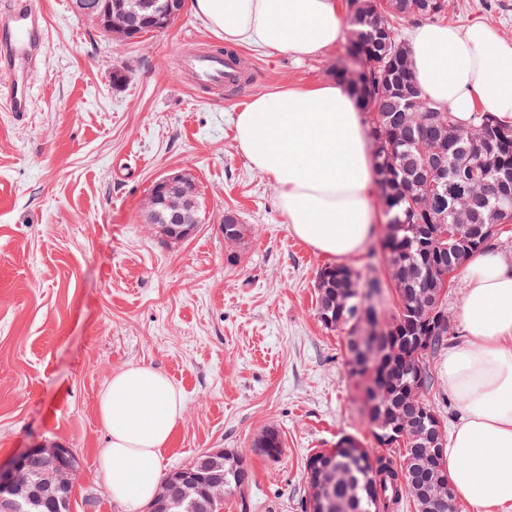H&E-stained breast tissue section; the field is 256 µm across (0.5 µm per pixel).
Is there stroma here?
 <instances>
[{"label":"stroma","mask_w":512,"mask_h":512,"mask_svg":"<svg viewBox=\"0 0 512 512\" xmlns=\"http://www.w3.org/2000/svg\"><path fill=\"white\" fill-rule=\"evenodd\" d=\"M39 3L34 105L21 118L0 106V460L50 442L74 448L73 512H123L97 476L98 400L113 373L145 365L185 400L162 474L208 448L239 450L252 481L222 512H302L309 456L372 435L345 337L316 308L331 260L289 231L233 121L255 95L330 80L344 42L306 58L237 47L246 89L211 93L182 58L224 41L190 9L123 40L72 0ZM477 17L512 40V0H448L440 21ZM173 170L195 178L205 203L181 242L143 221L153 182ZM228 208L247 227L242 244L224 239ZM270 427L283 441L276 459L253 449Z\"/></svg>","instance_id":"1"}]
</instances>
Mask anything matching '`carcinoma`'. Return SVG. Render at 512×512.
<instances>
[{
	"label": "carcinoma",
	"instance_id": "carcinoma-1",
	"mask_svg": "<svg viewBox=\"0 0 512 512\" xmlns=\"http://www.w3.org/2000/svg\"><path fill=\"white\" fill-rule=\"evenodd\" d=\"M79 10L98 19L106 0H75ZM376 16L373 26L349 21L355 40L348 43L342 63L333 77L345 84L365 114L373 146L378 188L391 216L393 232L383 246L388 251L389 274L395 286L394 307L381 314V325L391 331V340L400 346L401 361L378 382L368 370L353 371L360 381L361 394L368 415L389 408L407 415L422 427L435 417L443 421L439 407L431 399L433 375L431 362L448 342V308L445 273L458 272L475 252L491 246L490 234L481 246L448 238L442 216L449 213L452 202L461 196L478 197L482 176L501 162L512 164V124L500 122L486 110H479L465 123L451 110L441 111L417 92L416 110L405 108L399 86L414 80L400 22L409 18L432 19L445 13L447 0H372ZM491 129L493 138L470 158L457 176L442 189L433 163L451 156L459 140ZM336 329L349 338L358 334L363 298L382 290L379 280L366 287L335 281ZM426 293L440 294L439 314L427 324L433 330L429 350L423 355L421 392L410 409L404 392L411 382L409 366L415 356L414 337L423 334L417 304ZM421 466L416 478L442 474L439 453L432 448H415L395 444L368 448L357 439L344 436L331 449L329 460L345 481L331 493L337 500H349L350 512H392V508L412 495L405 484L403 468L408 458Z\"/></svg>",
	"mask_w": 512,
	"mask_h": 512
}]
</instances>
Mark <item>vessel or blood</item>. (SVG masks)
I'll return each mask as SVG.
<instances>
[{"label":"vessel or blood","instance_id":"vessel-or-blood-1","mask_svg":"<svg viewBox=\"0 0 512 512\" xmlns=\"http://www.w3.org/2000/svg\"><path fill=\"white\" fill-rule=\"evenodd\" d=\"M44 33L36 0H6L0 6V101L15 115L32 107L31 76L43 53ZM183 62L194 84L206 90H223L226 75L235 71L210 49L188 55Z\"/></svg>","mask_w":512,"mask_h":512}]
</instances>
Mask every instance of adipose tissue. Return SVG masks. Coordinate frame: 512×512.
Listing matches in <instances>:
<instances>
[{
  "mask_svg": "<svg viewBox=\"0 0 512 512\" xmlns=\"http://www.w3.org/2000/svg\"><path fill=\"white\" fill-rule=\"evenodd\" d=\"M226 43L316 55L343 34L340 0H190ZM410 64L423 94L468 120L476 108L512 122V41L487 20L415 25ZM234 139L273 184L286 222L329 258L359 254L375 224L372 153L359 106L330 80L260 94L240 109ZM462 338L440 376L463 413L443 451V471L471 512H512V256L474 254L464 268ZM184 412L181 390L161 372L131 365L99 397L108 437L98 476L124 512H143L158 487L161 452Z\"/></svg>",
  "mask_w": 512,
  "mask_h": 512,
  "instance_id": "1",
  "label": "adipose tissue"
}]
</instances>
